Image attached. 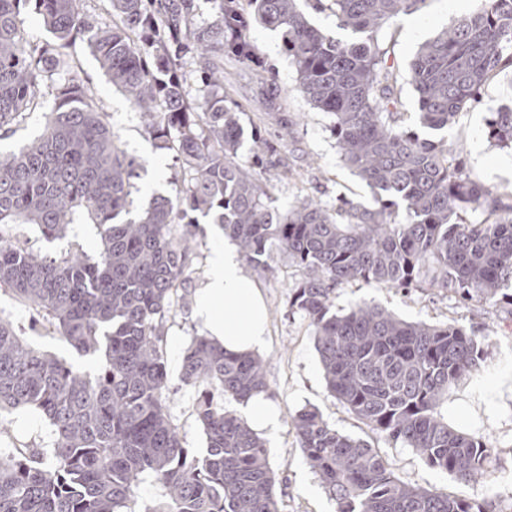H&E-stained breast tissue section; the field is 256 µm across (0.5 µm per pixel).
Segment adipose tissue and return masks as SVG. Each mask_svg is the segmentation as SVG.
Wrapping results in <instances>:
<instances>
[{
  "label": "adipose tissue",
  "mask_w": 512,
  "mask_h": 512,
  "mask_svg": "<svg viewBox=\"0 0 512 512\" xmlns=\"http://www.w3.org/2000/svg\"><path fill=\"white\" fill-rule=\"evenodd\" d=\"M194 314L227 351L253 353L264 347L266 307L231 243L213 250L210 273L197 291Z\"/></svg>",
  "instance_id": "adipose-tissue-1"
}]
</instances>
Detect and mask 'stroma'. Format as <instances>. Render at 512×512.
Instances as JSON below:
<instances>
[{"mask_svg":"<svg viewBox=\"0 0 512 512\" xmlns=\"http://www.w3.org/2000/svg\"><path fill=\"white\" fill-rule=\"evenodd\" d=\"M476 0H427L414 13L400 17L382 29L381 41L392 43L398 70V88L405 123L417 127L416 93L408 80V67L420 45L470 13ZM257 63L224 61V88L229 103L242 107L244 134L236 160L251 173L265 193V201L281 210L296 200L310 197L332 204L343 196L367 204L371 190L341 160L328 114L313 109L297 90V74L285 50L281 30L254 22L246 29ZM76 78L91 90L106 112V120L119 143L140 156L143 168L131 195L132 215H139L153 195H174L191 174L170 153L154 150L145 132V121L124 94L113 88L86 41L69 47ZM276 110H269V100ZM512 101V69H506L484 88L478 104L465 109L444 137L461 150L466 169L484 184L502 194L512 193V150L494 146L486 136L491 112ZM36 107L0 138V150L10 151L40 134L55 102L47 88L36 93ZM288 118V134L279 137L275 114ZM277 139L276 163L258 164L252 156L254 135ZM8 239L26 242L39 255L56 256L66 251H84L93 256L101 244L83 224L71 225L64 239L48 243L27 224H11L0 230ZM268 312L267 342L259 352L266 363L267 399L280 410L279 427L265 436L269 462L279 473L277 496L281 512H336V503L326 493L310 468L291 426V417L306 406L317 407L324 419L343 434L359 437L377 448L405 482L439 493L487 502L490 512H512V304L488 307L478 301L462 302L438 290H400L350 283L336 291L335 305L348 309L366 301L411 322L453 323L483 339L485 361L480 373L463 386L452 389L441 412L450 426L484 436L492 448L490 467L474 482L462 483L450 474L429 467L413 449L392 443L372 432L326 390L319 356L306 320L288 311V294L299 277L286 254L273 252L267 269L247 267ZM204 328L194 317L193 302L175 308L164 323L163 343L168 372L179 378L182 356L193 336ZM194 390L175 389L168 408L186 447L203 450V431L193 413ZM46 421L34 412L0 415V448L40 447L46 440Z\"/></svg>","mask_w":512,"mask_h":512,"instance_id":"1","label":"stroma"}]
</instances>
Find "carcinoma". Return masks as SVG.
Instances as JSON below:
<instances>
[{"instance_id":"1","label":"carcinoma","mask_w":512,"mask_h":512,"mask_svg":"<svg viewBox=\"0 0 512 512\" xmlns=\"http://www.w3.org/2000/svg\"><path fill=\"white\" fill-rule=\"evenodd\" d=\"M23 2L0 0V138L32 110L37 85L55 108L39 137L0 153V226L30 224L51 242L86 224L102 249L41 257L0 235V290L31 311L27 335L0 316V412L35 411L49 427L43 448H0V512H279L266 444L224 410L227 398L267 391L262 358L230 354L202 334L185 349L179 381L194 388L205 451L184 446L168 410L163 324L186 297L192 254V235L174 230L200 215L221 225L251 266L265 267L277 250L300 269L288 308L307 319L332 396L428 466L463 483L481 475L487 440L449 427L441 413L448 391L482 367L477 337L366 302L338 313L335 299L342 285L362 282L512 303V204L436 137L512 67V0H478L419 48L408 73L424 136L403 125L390 50L376 34L426 0H310L359 35L349 42L312 27L298 0H248L261 21L283 29L298 91L332 116L342 160L372 192L368 205L306 198L285 212L265 204L235 161L244 130L239 107L225 103L224 57L255 59L240 0H215L205 27L195 25L193 0H110L116 21L104 27L81 0H35L51 37L33 45L20 35ZM78 39L142 112L155 148L175 151L193 173L136 218L130 197L143 163L72 76L66 49ZM188 55L199 63L195 96L180 74ZM487 136L512 148V103L491 113ZM35 336L60 338L98 368L42 351ZM292 423L336 512H488L401 481L367 441L315 408ZM142 484L155 496L140 504Z\"/></svg>"}]
</instances>
